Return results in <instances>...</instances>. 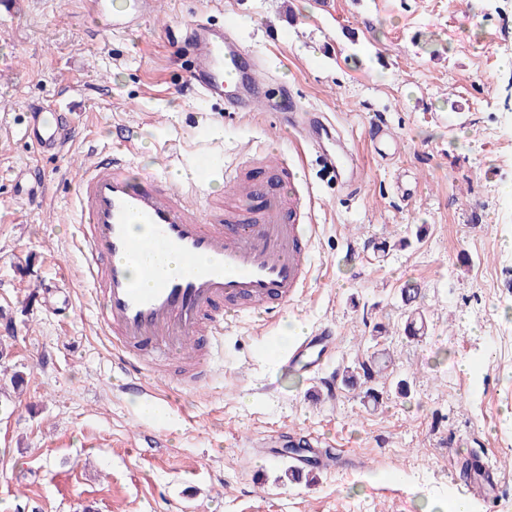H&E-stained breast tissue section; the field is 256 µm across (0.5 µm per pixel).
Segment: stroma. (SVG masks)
<instances>
[{
    "label": "stroma",
    "instance_id": "stroma-1",
    "mask_svg": "<svg viewBox=\"0 0 512 512\" xmlns=\"http://www.w3.org/2000/svg\"><path fill=\"white\" fill-rule=\"evenodd\" d=\"M113 31L85 0H16L0 10V512H448L467 495L452 469L496 463L473 512H512V0H157ZM232 20L263 62L271 92L326 113L363 171L336 185L285 126L200 97L184 26ZM40 106L79 112L66 153L23 139ZM383 125L392 143L373 145ZM135 148L131 178H176L204 154L219 165L200 200L224 202L225 169L284 152L315 198L313 275L269 321L229 322L215 374L160 411L123 393L82 276L78 168L117 133ZM46 191L29 204L22 173ZM412 193L394 188L401 172ZM426 316L404 333L405 297ZM331 328L319 378L285 368L287 326ZM389 352L377 402L340 385L344 367ZM22 374L14 390L11 377ZM285 429L356 467L301 471L261 442Z\"/></svg>",
    "mask_w": 512,
    "mask_h": 512
}]
</instances>
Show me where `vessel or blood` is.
Masks as SVG:
<instances>
[{
	"mask_svg": "<svg viewBox=\"0 0 512 512\" xmlns=\"http://www.w3.org/2000/svg\"><path fill=\"white\" fill-rule=\"evenodd\" d=\"M194 67L192 78L204 98H220L228 112L274 110L275 102L242 43L223 28L198 20L187 28ZM79 118L45 120L34 110L23 130L40 154H56L73 136ZM296 129L319 152L335 181H350L358 169L352 152L323 150L331 132L321 115L300 111ZM129 142L88 159L78 171L76 200L82 226L81 256L86 281L103 303L99 324L112 336L114 356L126 375V392L145 395L143 360L189 356L196 380L210 376L212 351L224 337L228 316L270 315L299 298L310 281L311 244L318 233L313 211L301 189L285 196L280 182L294 184L288 159L267 151L263 175L236 170L225 173L236 201L200 205L192 183L173 187L147 177L132 187L126 172ZM148 228L146 241L131 227ZM142 260L145 285L128 275L127 265ZM335 347L331 332L300 338L285 358L287 368L311 375L322 372Z\"/></svg>",
	"mask_w": 512,
	"mask_h": 512,
	"instance_id": "b4317fda",
	"label": "vessel or blood"
}]
</instances>
